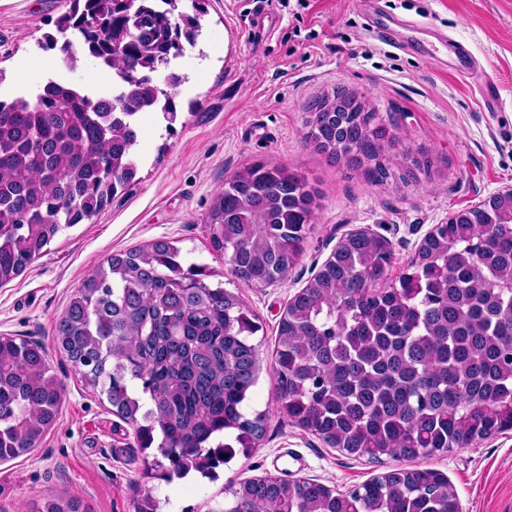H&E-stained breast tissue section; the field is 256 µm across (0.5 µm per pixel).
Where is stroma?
Returning a JSON list of instances; mask_svg holds the SVG:
<instances>
[{"instance_id":"1","label":"stroma","mask_w":512,"mask_h":512,"mask_svg":"<svg viewBox=\"0 0 512 512\" xmlns=\"http://www.w3.org/2000/svg\"><path fill=\"white\" fill-rule=\"evenodd\" d=\"M65 0H0V100L32 92L46 79L92 96L112 83H89L84 66L68 68L39 43L54 31ZM258 11L268 39L249 38L248 12ZM393 14L432 24L471 51L480 76H455V57H423L431 36L405 32L392 47L370 27ZM317 31L313 41L303 33ZM45 57V68L18 75L16 60ZM184 81L174 91L178 120L157 113L141 121L136 180L92 220L60 232L27 270L0 286V336L42 343L64 393L58 419L38 449L0 462V512H31L43 495H81L89 512H136L145 495L160 512H206L229 483L266 474L312 479L346 491L386 470L328 447L291 424L275 401L273 342L281 314L345 234L367 229L392 247L390 279H398L425 235L449 214L512 188V0H206L194 44L168 70ZM346 89L392 121L403 147L426 152L431 166L408 172L400 149L391 175L371 184L363 171L329 162L306 146L305 107ZM261 160L302 174L320 195L304 252L287 277L256 287L234 279L213 251L206 217L226 178ZM157 239L175 242L187 262L205 265L257 315L262 371L249 411L265 412L266 434L236 456L217 480L166 481L144 473L135 431L96 390L81 382L56 344V326L80 283L112 252ZM456 489L462 512H512V430L429 459Z\"/></svg>"}]
</instances>
